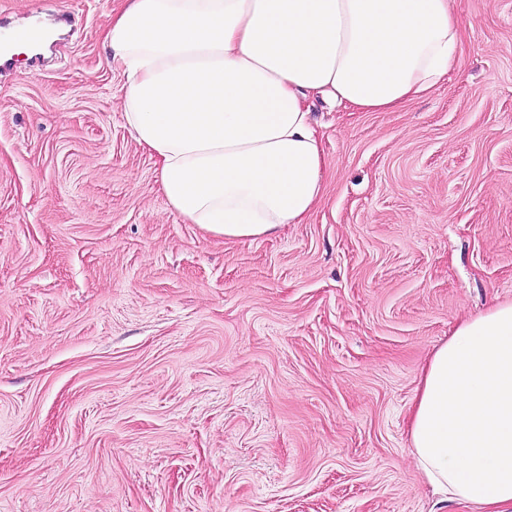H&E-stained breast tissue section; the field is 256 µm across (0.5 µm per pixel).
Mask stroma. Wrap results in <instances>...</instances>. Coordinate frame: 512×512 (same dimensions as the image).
<instances>
[{
    "mask_svg": "<svg viewBox=\"0 0 512 512\" xmlns=\"http://www.w3.org/2000/svg\"><path fill=\"white\" fill-rule=\"evenodd\" d=\"M72 14L0 73V512H478L412 454L422 370L512 301V0H455L459 66L396 112L313 100L307 223L187 224L125 127L105 35Z\"/></svg>",
    "mask_w": 512,
    "mask_h": 512,
    "instance_id": "1",
    "label": "stroma"
}]
</instances>
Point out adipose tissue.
I'll use <instances>...</instances> for the list:
<instances>
[{
  "label": "adipose tissue",
  "instance_id": "1",
  "mask_svg": "<svg viewBox=\"0 0 512 512\" xmlns=\"http://www.w3.org/2000/svg\"><path fill=\"white\" fill-rule=\"evenodd\" d=\"M105 45L169 207L236 241L305 223L323 199L310 98L400 110L455 70L462 30L454 0H124ZM409 437L441 501L512 504V302L435 350Z\"/></svg>",
  "mask_w": 512,
  "mask_h": 512
}]
</instances>
